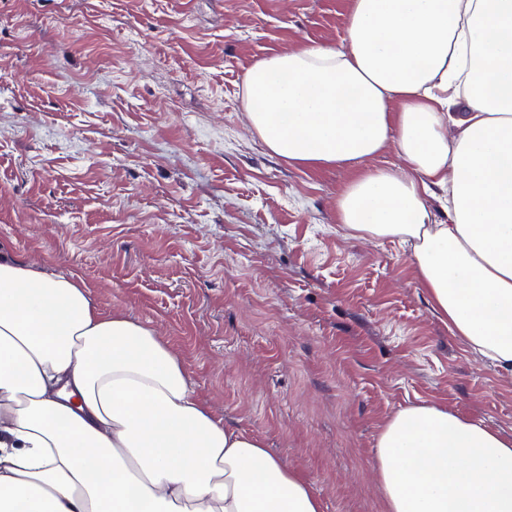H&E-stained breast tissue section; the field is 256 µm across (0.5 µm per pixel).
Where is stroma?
Here are the masks:
<instances>
[{
	"instance_id": "stroma-1",
	"label": "stroma",
	"mask_w": 512,
	"mask_h": 512,
	"mask_svg": "<svg viewBox=\"0 0 512 512\" xmlns=\"http://www.w3.org/2000/svg\"><path fill=\"white\" fill-rule=\"evenodd\" d=\"M348 0H0V254L155 326L201 398L382 512L383 420L421 401L512 433V375L430 311L399 242L336 222L347 172L273 156L246 71L336 44Z\"/></svg>"
}]
</instances>
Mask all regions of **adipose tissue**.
Returning <instances> with one entry per match:
<instances>
[{
    "label": "adipose tissue",
    "instance_id": "1",
    "mask_svg": "<svg viewBox=\"0 0 512 512\" xmlns=\"http://www.w3.org/2000/svg\"><path fill=\"white\" fill-rule=\"evenodd\" d=\"M266 147L347 169L336 221L410 247L432 311L512 375V0H350L341 45L245 74ZM394 147L397 163L370 166ZM447 192V221L427 200ZM384 512H512V434L432 402L381 424ZM0 512H323L300 472L224 423L148 323L71 275L0 256Z\"/></svg>",
    "mask_w": 512,
    "mask_h": 512
}]
</instances>
